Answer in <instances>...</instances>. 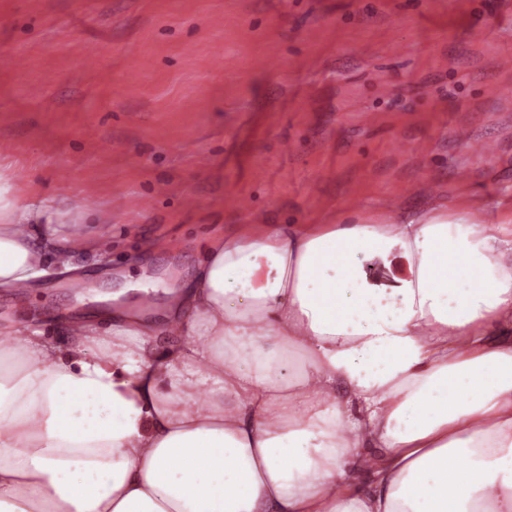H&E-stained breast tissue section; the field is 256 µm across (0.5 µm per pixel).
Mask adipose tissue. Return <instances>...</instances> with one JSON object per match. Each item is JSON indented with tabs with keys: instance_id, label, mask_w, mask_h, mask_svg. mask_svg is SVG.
Returning <instances> with one entry per match:
<instances>
[{
	"instance_id": "obj_1",
	"label": "adipose tissue",
	"mask_w": 512,
	"mask_h": 512,
	"mask_svg": "<svg viewBox=\"0 0 512 512\" xmlns=\"http://www.w3.org/2000/svg\"><path fill=\"white\" fill-rule=\"evenodd\" d=\"M0 288L69 211L12 195ZM111 294L112 347L0 328V512H512V219L467 206L225 233L166 328Z\"/></svg>"
}]
</instances>
